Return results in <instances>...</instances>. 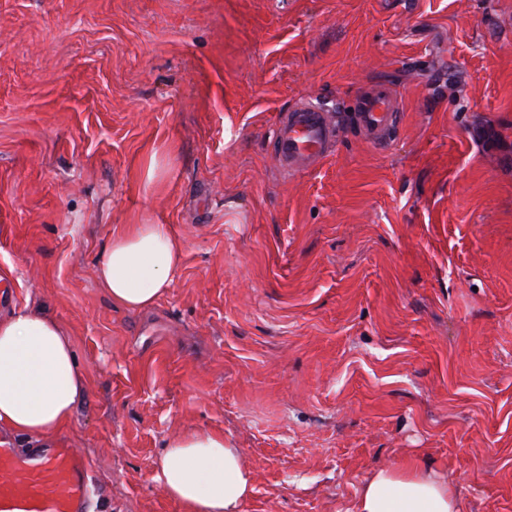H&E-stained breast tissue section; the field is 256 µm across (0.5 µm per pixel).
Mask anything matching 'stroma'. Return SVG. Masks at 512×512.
Masks as SVG:
<instances>
[{"mask_svg": "<svg viewBox=\"0 0 512 512\" xmlns=\"http://www.w3.org/2000/svg\"><path fill=\"white\" fill-rule=\"evenodd\" d=\"M377 79L388 147L278 171L280 114ZM117 224L183 241L152 307L95 278ZM0 284L72 336L91 512H181L184 428L241 448L240 512H355L412 457L512 512V0H0Z\"/></svg>", "mask_w": 512, "mask_h": 512, "instance_id": "obj_1", "label": "stroma"}]
</instances>
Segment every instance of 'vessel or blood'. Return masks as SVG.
I'll return each mask as SVG.
<instances>
[{
	"instance_id": "1",
	"label": "vessel or blood",
	"mask_w": 512,
	"mask_h": 512,
	"mask_svg": "<svg viewBox=\"0 0 512 512\" xmlns=\"http://www.w3.org/2000/svg\"><path fill=\"white\" fill-rule=\"evenodd\" d=\"M401 112L396 90L385 81L373 82L354 105V121L363 138L388 143ZM336 118L311 102L279 116L271 151L279 170L294 174L322 161L336 141ZM91 463L56 439L45 448H16L0 438V512H90Z\"/></svg>"
}]
</instances>
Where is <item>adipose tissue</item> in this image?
<instances>
[{
    "label": "adipose tissue",
    "instance_id": "obj_1",
    "mask_svg": "<svg viewBox=\"0 0 512 512\" xmlns=\"http://www.w3.org/2000/svg\"><path fill=\"white\" fill-rule=\"evenodd\" d=\"M183 244L167 224H118L96 278L112 301L153 305L172 286ZM69 332L51 316L23 308L0 318V431L50 444L73 420L86 393ZM153 479L182 512H240L254 474L240 448L217 431L171 433ZM356 512H457L446 480L410 459L363 484Z\"/></svg>",
    "mask_w": 512,
    "mask_h": 512
}]
</instances>
